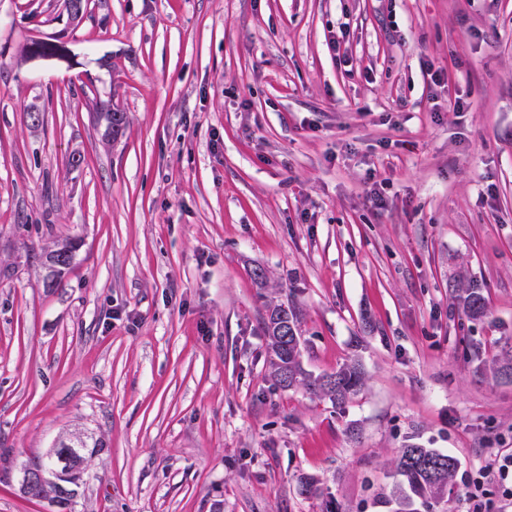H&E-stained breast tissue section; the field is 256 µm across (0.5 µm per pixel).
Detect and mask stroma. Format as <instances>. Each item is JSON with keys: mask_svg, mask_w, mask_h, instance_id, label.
<instances>
[{"mask_svg": "<svg viewBox=\"0 0 512 512\" xmlns=\"http://www.w3.org/2000/svg\"><path fill=\"white\" fill-rule=\"evenodd\" d=\"M280 303L307 371L359 357L344 408L269 378ZM508 341L512 0H0V512H396L409 442L458 459L432 512H464L512 447ZM78 434L69 506L24 496ZM456 292L465 315L470 319L479 320L486 314V302L482 288L469 286L468 288H457Z\"/></svg>", "mask_w": 512, "mask_h": 512, "instance_id": "obj_1", "label": "stroma"}]
</instances>
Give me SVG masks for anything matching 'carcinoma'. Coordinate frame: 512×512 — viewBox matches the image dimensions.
Returning a JSON list of instances; mask_svg holds the SVG:
<instances>
[{"instance_id":"1","label":"carcinoma","mask_w":512,"mask_h":512,"mask_svg":"<svg viewBox=\"0 0 512 512\" xmlns=\"http://www.w3.org/2000/svg\"><path fill=\"white\" fill-rule=\"evenodd\" d=\"M457 298L466 316L478 320L486 314V302L482 289L476 286L456 289ZM288 322L298 327L295 311L282 304L268 307L264 318L267 363L270 375L282 388L304 386L310 393L329 400L335 407L342 408L364 382L360 362L351 358L331 374L313 376L302 367V342L289 339L283 343L277 334L280 324ZM491 374L500 378L512 373V347L493 358L488 365ZM459 463L447 453L417 444H407L399 450L395 475L407 485L409 492L398 497L400 508L397 512H417L415 502L432 505L453 481Z\"/></svg>"}]
</instances>
